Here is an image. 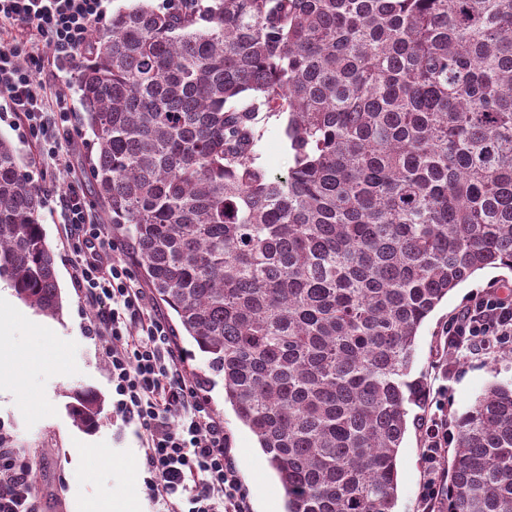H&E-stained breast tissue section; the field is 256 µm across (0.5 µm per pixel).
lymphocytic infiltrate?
<instances>
[{
  "label": "lymphocytic infiltrate",
  "instance_id": "obj_1",
  "mask_svg": "<svg viewBox=\"0 0 512 512\" xmlns=\"http://www.w3.org/2000/svg\"><path fill=\"white\" fill-rule=\"evenodd\" d=\"M105 0H0V25L32 32L29 46L0 37V99L15 112L43 156L64 167L74 146L67 94L45 106L41 76L75 64ZM66 235L77 257L76 284L96 315L91 330L108 360L112 412L131 426L143 449L144 483L157 512H250L223 423L214 419L182 371L183 358L162 313L116 256L109 225L92 220L78 186L59 196ZM512 346V296L486 288L448 324L447 354ZM428 477L424 512L443 501L440 461L448 428L422 426ZM20 451L0 448V512H39Z\"/></svg>",
  "mask_w": 512,
  "mask_h": 512
}]
</instances>
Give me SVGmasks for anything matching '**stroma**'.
<instances>
[{"instance_id": "stroma-1", "label": "stroma", "mask_w": 512, "mask_h": 512, "mask_svg": "<svg viewBox=\"0 0 512 512\" xmlns=\"http://www.w3.org/2000/svg\"><path fill=\"white\" fill-rule=\"evenodd\" d=\"M285 121L264 122L258 144L261 164L271 173H286L292 159L284 136ZM78 150L66 168L39 157L37 146L18 127L0 101V136L17 148L30 183L53 185L55 196L42 199V222L55 252V269L63 311L51 318L22 303L9 285L0 286V318L9 319L4 339L15 350L20 372L10 390L0 393V435L20 449L36 476L42 512H150L143 482V451L133 427L113 419L111 388L103 350L88 333L93 317L75 282V266L64 232L57 194L69 184L83 191L95 221L103 212L95 196L86 161L93 135L83 121L73 132ZM512 287V271L487 269L451 291L422 324L415 343L412 377L423 379L429 399L424 418L452 419L466 411L491 383L512 379V349L498 353H467L459 359L442 355L440 338L467 301L485 288ZM90 389L105 402L95 428L74 425L69 404L76 391ZM208 408L223 421L239 477L247 489L251 512H285L281 486L255 436L224 401L223 388L210 394ZM420 425L409 427L398 454L397 512H421L420 492L427 476Z\"/></svg>"}]
</instances>
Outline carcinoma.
I'll list each match as a JSON object with an SVG mask.
<instances>
[{"label": "carcinoma", "instance_id": "obj_1", "mask_svg": "<svg viewBox=\"0 0 512 512\" xmlns=\"http://www.w3.org/2000/svg\"><path fill=\"white\" fill-rule=\"evenodd\" d=\"M74 86L106 223L257 438L285 512H395L418 330L512 271V0H133ZM286 117L287 174L258 163ZM0 138V280L63 310ZM102 401L74 395L76 426ZM445 512H512V383L454 418Z\"/></svg>", "mask_w": 512, "mask_h": 512}]
</instances>
